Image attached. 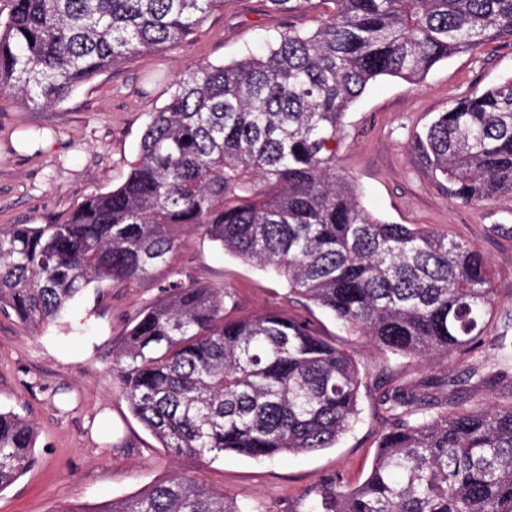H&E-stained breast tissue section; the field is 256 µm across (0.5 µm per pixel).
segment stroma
Returning <instances> with one entry per match:
<instances>
[{
    "instance_id": "stroma-1",
    "label": "stroma",
    "mask_w": 512,
    "mask_h": 512,
    "mask_svg": "<svg viewBox=\"0 0 512 512\" xmlns=\"http://www.w3.org/2000/svg\"><path fill=\"white\" fill-rule=\"evenodd\" d=\"M318 20L311 9L288 17L267 0H225L186 42L100 74L62 104L0 102V226L63 220L88 195L119 186L138 157L149 113L188 65L231 62L261 50L277 27L312 29ZM510 75L512 44L494 42L439 62L414 84L379 77L349 109L336 146L337 170L361 189L374 216L449 233L484 252L496 289L495 334L512 316V197L485 206L450 199L414 141L453 97ZM179 242L172 269L182 282L226 289L240 316L268 309L307 316L323 336L354 351L368 374L361 421L335 447L272 461L169 454L131 414L112 372L129 320L160 294L163 276L152 271L130 286L89 289L59 324L36 335L0 314V410L25 416L37 431V461L0 492V512H51L59 504L97 512L173 472L260 512H306L308 496L325 482L354 487L368 476L385 429L387 380L434 384L468 369L457 360L374 355L326 311L224 254L201 230H185Z\"/></svg>"
}]
</instances>
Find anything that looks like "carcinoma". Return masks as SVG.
Masks as SVG:
<instances>
[{
  "label": "carcinoma",
  "instance_id": "cac0c4a2",
  "mask_svg": "<svg viewBox=\"0 0 512 512\" xmlns=\"http://www.w3.org/2000/svg\"><path fill=\"white\" fill-rule=\"evenodd\" d=\"M289 15L312 0H266ZM0 98L63 102L80 85L186 40L224 0H6ZM314 29L284 26L265 52L186 67L150 115L118 187L53 224L0 227V313L37 333L90 287L171 266L179 231L334 316L374 353L477 361L488 335L491 268L475 245L363 209L336 172L348 108L382 75L421 79L448 56L512 42V0H317ZM414 147L448 195L512 196V76L438 113ZM130 320L112 371L130 412L174 454L271 460L331 448L360 419L367 386L354 353L306 318L229 317L231 293L164 280ZM477 375L443 390L401 382L381 402L388 428L363 483L326 482L307 512H512V393L466 406ZM37 434L0 411V492L35 462ZM96 512H254L174 475Z\"/></svg>",
  "mask_w": 512,
  "mask_h": 512
}]
</instances>
